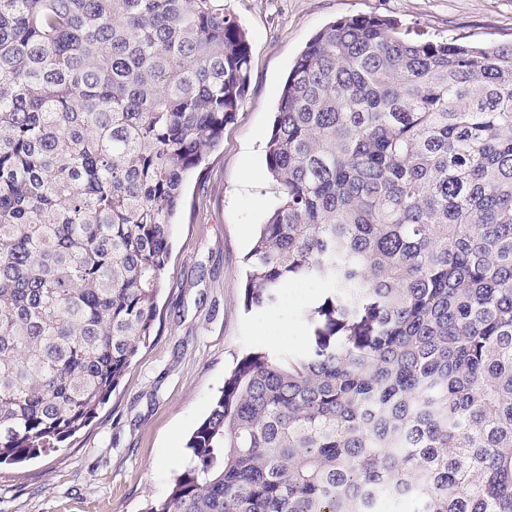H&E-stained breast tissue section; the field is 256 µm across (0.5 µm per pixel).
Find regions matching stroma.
I'll use <instances>...</instances> for the list:
<instances>
[{"instance_id":"35a3bbf8","label":"stroma","mask_w":512,"mask_h":512,"mask_svg":"<svg viewBox=\"0 0 512 512\" xmlns=\"http://www.w3.org/2000/svg\"><path fill=\"white\" fill-rule=\"evenodd\" d=\"M250 45L248 92L234 123L185 184L159 296L161 326L88 427L62 450L0 466V512H146L168 497L188 440L237 357L304 348L319 291L246 310L243 258L279 202L265 144L288 71L327 23L354 14L401 21L411 37L512 43V0H224Z\"/></svg>"}]
</instances>
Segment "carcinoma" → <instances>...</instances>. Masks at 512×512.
I'll return each instance as SVG.
<instances>
[{
  "instance_id": "obj_1",
  "label": "carcinoma",
  "mask_w": 512,
  "mask_h": 512,
  "mask_svg": "<svg viewBox=\"0 0 512 512\" xmlns=\"http://www.w3.org/2000/svg\"><path fill=\"white\" fill-rule=\"evenodd\" d=\"M223 0H0V463L62 449L155 331L187 177L249 86ZM243 355L149 512H512V43L355 14L292 65Z\"/></svg>"
}]
</instances>
